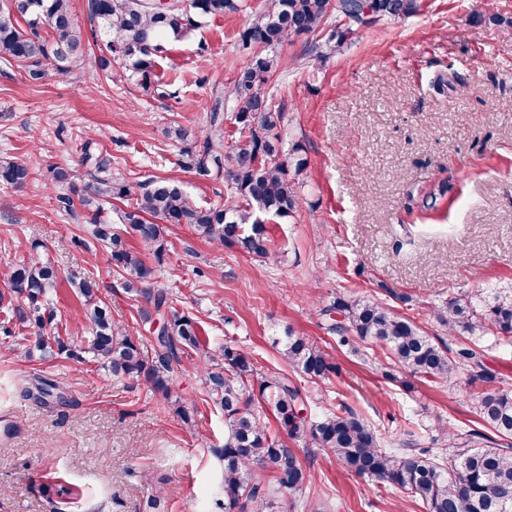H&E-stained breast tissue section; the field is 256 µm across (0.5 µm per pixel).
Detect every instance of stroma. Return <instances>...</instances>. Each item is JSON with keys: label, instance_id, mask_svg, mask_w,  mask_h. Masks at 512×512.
Masks as SVG:
<instances>
[{"label": "stroma", "instance_id": "35a3bbf8", "mask_svg": "<svg viewBox=\"0 0 512 512\" xmlns=\"http://www.w3.org/2000/svg\"><path fill=\"white\" fill-rule=\"evenodd\" d=\"M242 3L169 41L147 89L110 82L94 52L65 74L47 67L38 83L0 64V157L35 171L23 190L0 186V272L39 240L61 268L99 282L113 318L149 358L158 350L152 327L107 254L79 245L78 226L57 201L68 187L54 184L49 169L85 172L91 137L113 178L155 176L198 204L223 202L224 181L181 167L165 130L203 127L214 91L243 64L238 34L264 0ZM420 4L408 18L355 27L325 60L308 36L278 46L281 67L264 93L286 115V146L301 144L307 160L298 213L271 218L274 243L259 260L189 225L168 226L159 275L176 310L196 318L212 342L246 348L270 374L287 371L279 345L286 332L336 347L337 375L301 385L309 416L346 403L388 448L409 431L432 447L440 417L476 426L475 398L488 385L467 373L385 378L382 350L337 348L321 308L343 295L375 299L456 350L464 337L449 335L434 308L463 291L512 289V36L471 19L477 11L511 17L512 0ZM440 75L448 81L442 93L432 87ZM442 182L452 206L425 210L424 192ZM40 377L57 383L63 401L28 395ZM175 390L190 423L131 381L62 358L23 360L0 340V512H208L223 476L214 451L224 445V414L191 367L176 371ZM287 445L312 483L305 493L276 495L273 512H301L307 495L324 512H427L421 500L355 475L304 439ZM59 484L79 487V496L59 498Z\"/></svg>", "mask_w": 512, "mask_h": 512}]
</instances>
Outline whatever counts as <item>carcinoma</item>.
Masks as SVG:
<instances>
[{"label":"carcinoma","mask_w":512,"mask_h":512,"mask_svg":"<svg viewBox=\"0 0 512 512\" xmlns=\"http://www.w3.org/2000/svg\"><path fill=\"white\" fill-rule=\"evenodd\" d=\"M91 27L86 31L72 18L71 0H0V62L23 68L33 82L44 76L41 56L56 62L67 73L84 59L90 43L101 51L100 66L109 60L124 63L147 88L157 59L167 51L166 42L189 36L204 20L240 10L239 0H179L159 4L155 0H88ZM377 18L401 19L420 9L419 0H266L240 33L247 60L230 85L215 92L207 125L200 131L175 123L165 135L181 145L184 166L197 175L219 179L227 176L234 197L222 204L201 206L176 183L157 178L137 181L112 179L104 172L109 161L95 159L92 142L84 144L86 160H95V171L78 200L58 197L60 208L79 224L86 247L99 246L112 266L123 274L122 288L146 304L138 308L141 321L156 325L158 356L147 360L125 328L112 320L99 284L78 278L42 254V244L31 243L29 256L8 266L3 273L7 291H0V310L13 328L5 329L13 350L24 358L64 357L93 363L114 377L148 388L167 402L184 423L191 414L174 394V373L183 363L199 371L203 388L214 406L224 412L227 428L224 447L214 454L224 462L221 512H270L273 499L263 473L270 474L276 491L296 493L311 481L293 449L269 432L258 407L271 408L277 425L292 438L301 437L322 448L348 470L382 485L394 487L421 500L428 512H512V389L506 379L485 372L479 340L489 333L512 337V289L465 291L448 298L434 310V317L448 335L469 336L470 344L456 351L440 344L408 316L388 305L362 298L337 297L320 315L336 313L342 320L329 325L340 346L359 351L360 345L387 351L390 368L412 377L451 380L462 371L479 370V376L498 387L481 393L475 413L480 428L455 427L437 419L440 438L448 454L434 448H418L407 439L398 448L381 445L377 430L345 404L326 408L314 419L299 412L308 405L300 386L286 376H271L257 366L246 349L212 346L201 341L196 319L180 314L143 254L129 245L133 234L149 250L157 264L168 256L166 225L188 224L212 243L237 247L254 258L270 253L272 238L258 214L290 218L300 206L298 189L306 159L299 145L283 150L278 129L285 113L265 98L264 111L255 118L254 100L280 68L270 49L301 36L321 37L318 57L335 53L362 25L364 10ZM49 32L42 33L43 26ZM330 29H325V26ZM239 108L224 113V101ZM231 119L237 136L225 140V121ZM32 178L25 163L0 160V184L21 190ZM128 202L121 211L120 230L103 215L102 200ZM448 199V185L426 194L425 209L437 211ZM67 285L79 297L82 330L88 335L75 345L47 332L56 317L53 294ZM32 329L37 339L23 335ZM282 356L292 370L315 383L330 378L339 366L335 358L307 336L288 334Z\"/></svg>","instance_id":"carcinoma-1"}]
</instances>
